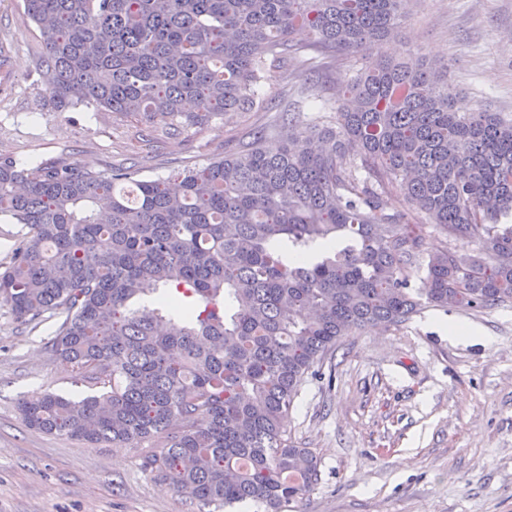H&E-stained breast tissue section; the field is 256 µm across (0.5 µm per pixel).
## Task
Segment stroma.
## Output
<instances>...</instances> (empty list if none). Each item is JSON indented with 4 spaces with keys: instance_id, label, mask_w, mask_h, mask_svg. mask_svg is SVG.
I'll return each instance as SVG.
<instances>
[{
    "instance_id": "stroma-1",
    "label": "stroma",
    "mask_w": 512,
    "mask_h": 512,
    "mask_svg": "<svg viewBox=\"0 0 512 512\" xmlns=\"http://www.w3.org/2000/svg\"><path fill=\"white\" fill-rule=\"evenodd\" d=\"M512 0H413L397 35L372 53H337L322 84L379 57L447 68L457 111L512 113ZM39 38L22 0H0V155L23 165L67 163L135 179H165L235 152L276 112H230L171 136L139 134L134 119L84 106H46ZM314 87L292 61L264 93L287 97L294 133L314 141ZM455 322L483 339L449 336ZM57 318L17 319L0 305V512H198L146 473L157 437L127 448L29 428L19 403L46 392L97 394L53 353ZM289 436L317 456L314 491L286 512H512V303L462 312L430 307L410 321L344 338L303 383Z\"/></svg>"
}]
</instances>
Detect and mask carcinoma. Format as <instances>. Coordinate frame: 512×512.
I'll list each match as a JSON object with an SVG mask.
<instances>
[{"instance_id":"obj_1","label":"carcinoma","mask_w":512,"mask_h":512,"mask_svg":"<svg viewBox=\"0 0 512 512\" xmlns=\"http://www.w3.org/2000/svg\"><path fill=\"white\" fill-rule=\"evenodd\" d=\"M405 2L23 0L49 104L169 132L277 108L261 93L275 68L371 49ZM334 90L320 147L268 148L259 129L173 185L0 156V216L25 229L0 303L65 315L52 351L102 388L23 400L27 426L114 448L165 434L145 472L209 512H283L319 480L288 413L342 338L512 302V116L454 111L423 64L382 60ZM393 192L403 209L384 207ZM430 228L475 248L431 252Z\"/></svg>"}]
</instances>
